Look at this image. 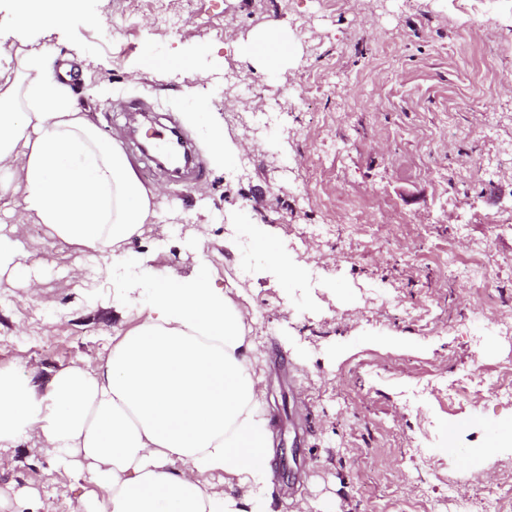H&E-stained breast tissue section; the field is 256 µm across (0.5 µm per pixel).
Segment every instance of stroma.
<instances>
[{
	"mask_svg": "<svg viewBox=\"0 0 512 512\" xmlns=\"http://www.w3.org/2000/svg\"><path fill=\"white\" fill-rule=\"evenodd\" d=\"M265 27L288 39L274 66L247 54ZM29 37L71 65L86 120L159 190L131 251L166 276L210 263L215 287L256 312L269 512H448L452 488L468 512L493 501L512 512V402L490 387L476 399L446 390L466 371L498 379L512 362V337L490 327L512 317V229L495 223L512 214V0H350L339 13L316 0H78L63 25ZM132 99L180 125L204 180L148 174L151 159L120 138ZM271 102L277 126L259 132ZM204 107L208 118L186 123ZM217 130L256 164L212 155ZM317 179L321 197L305 199ZM13 207L0 197L22 262L0 276V368L22 357L46 379L107 353L116 286L146 281L126 264L70 278L75 252ZM331 210L334 237L289 252L299 271L284 276L273 253ZM355 210L363 223H350ZM482 262L499 276L475 288L468 274ZM5 454L0 512H77L94 490L57 472L48 449Z\"/></svg>",
	"mask_w": 512,
	"mask_h": 512,
	"instance_id": "obj_1",
	"label": "stroma"
}]
</instances>
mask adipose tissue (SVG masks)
<instances>
[{"label":"adipose tissue","mask_w":512,"mask_h":512,"mask_svg":"<svg viewBox=\"0 0 512 512\" xmlns=\"http://www.w3.org/2000/svg\"><path fill=\"white\" fill-rule=\"evenodd\" d=\"M54 48L23 52L0 84V166L20 160L12 192L26 216L73 246L72 268L154 271L128 246L153 215L154 191L91 126L50 69ZM112 349L40 380L25 362L0 369V451L33 442L97 494L81 512H252L271 475L272 433L253 371L257 346L212 271L126 289ZM247 488L246 496L230 486Z\"/></svg>","instance_id":"ef3b65f1"}]
</instances>
